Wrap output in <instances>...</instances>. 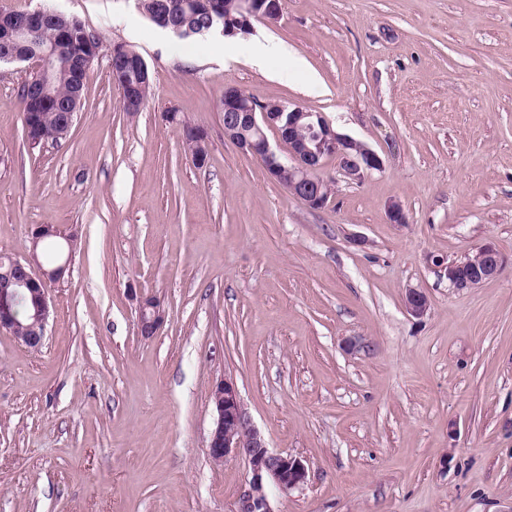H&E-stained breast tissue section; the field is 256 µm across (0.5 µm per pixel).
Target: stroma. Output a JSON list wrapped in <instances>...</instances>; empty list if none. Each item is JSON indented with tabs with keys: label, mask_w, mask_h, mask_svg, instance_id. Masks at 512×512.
Wrapping results in <instances>:
<instances>
[{
	"label": "stroma",
	"mask_w": 512,
	"mask_h": 512,
	"mask_svg": "<svg viewBox=\"0 0 512 512\" xmlns=\"http://www.w3.org/2000/svg\"><path fill=\"white\" fill-rule=\"evenodd\" d=\"M1 7L79 16L102 47L69 136L37 148L31 70L0 66V254L42 224L77 240L42 347L0 331V512H234L247 463L206 448L226 376L309 468L275 512H512V0H281L276 23L190 40L135 0ZM264 37L281 52L258 68ZM116 43L151 70L141 111L109 78ZM227 87L322 113L383 169L352 184L327 160L332 203L310 209L225 140ZM487 242L503 272L451 288L434 259ZM404 305L407 313L415 318L423 317L430 309L427 294L419 288L406 290ZM160 303L153 298H146L140 302L138 314V329L145 337L153 336L162 323Z\"/></svg>",
	"instance_id": "obj_1"
}]
</instances>
